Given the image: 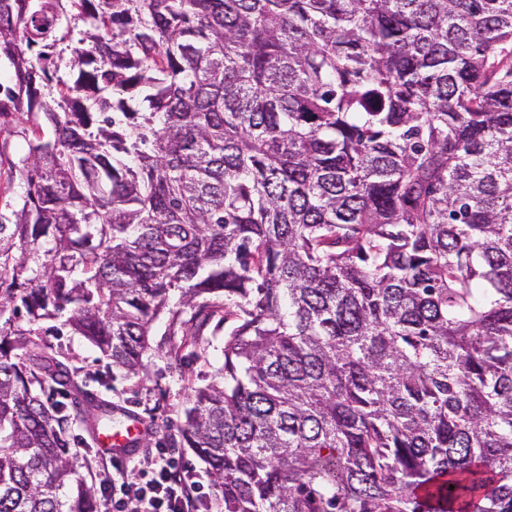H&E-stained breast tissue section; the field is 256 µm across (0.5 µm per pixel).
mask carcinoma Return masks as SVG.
I'll return each mask as SVG.
<instances>
[{"label": "carcinoma", "mask_w": 512, "mask_h": 512, "mask_svg": "<svg viewBox=\"0 0 512 512\" xmlns=\"http://www.w3.org/2000/svg\"><path fill=\"white\" fill-rule=\"evenodd\" d=\"M2 66L0 512L100 509L46 337L159 323L224 512H512V0H0Z\"/></svg>", "instance_id": "1"}]
</instances>
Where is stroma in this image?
Listing matches in <instances>:
<instances>
[{
    "instance_id": "1",
    "label": "stroma",
    "mask_w": 512,
    "mask_h": 512,
    "mask_svg": "<svg viewBox=\"0 0 512 512\" xmlns=\"http://www.w3.org/2000/svg\"><path fill=\"white\" fill-rule=\"evenodd\" d=\"M205 358L193 363L173 361L157 353H149L148 372L143 377L126 379L113 376L100 352L84 337L69 335L63 338V351L71 364L96 373L90 381V390L99 398L118 405L144 421L162 424L181 422L182 411L191 404L193 387L204 385L209 375L224 363V338L210 337ZM72 448L78 452L80 473L86 481L112 463L110 456L102 454L80 422H73L69 432Z\"/></svg>"
}]
</instances>
